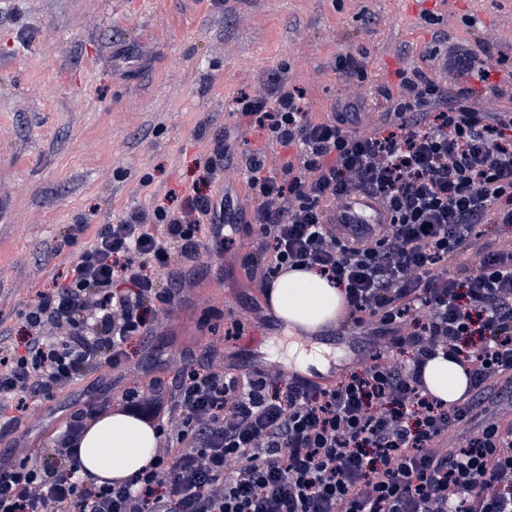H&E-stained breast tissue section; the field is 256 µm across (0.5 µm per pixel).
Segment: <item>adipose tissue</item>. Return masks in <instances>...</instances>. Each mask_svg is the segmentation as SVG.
<instances>
[{
  "label": "adipose tissue",
  "instance_id": "obj_1",
  "mask_svg": "<svg viewBox=\"0 0 512 512\" xmlns=\"http://www.w3.org/2000/svg\"><path fill=\"white\" fill-rule=\"evenodd\" d=\"M268 305L291 336H313L334 328L344 311V294L315 271H291L273 280ZM424 382L435 397L452 402L467 388L455 360L437 355L424 369ZM158 438L153 427L113 409L93 422L78 444V473L102 479H128L147 467Z\"/></svg>",
  "mask_w": 512,
  "mask_h": 512
}]
</instances>
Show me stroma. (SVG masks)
Masks as SVG:
<instances>
[{
  "mask_svg": "<svg viewBox=\"0 0 512 512\" xmlns=\"http://www.w3.org/2000/svg\"><path fill=\"white\" fill-rule=\"evenodd\" d=\"M439 15L427 24L425 13ZM491 46L512 75V0H0V331L20 332L38 290L66 273L105 225L148 209L198 179L200 162L228 151L210 192L229 194L234 243L224 255L165 271L186 281L183 298L158 310L149 342L132 341L126 368L75 383L15 428L0 430V456L47 447L64 420L100 393L170 382L184 359L226 347L237 366L254 359L295 370L279 346L284 329L253 277L255 236L246 224L252 190L242 156L285 150L241 124L234 100L275 76L302 89L313 117L363 91L336 59L364 53L368 85L393 88L400 68L420 67L456 87L425 58ZM238 331L225 341L226 332ZM330 348L328 382L364 351L352 331L318 338Z\"/></svg>",
  "mask_w": 512,
  "mask_h": 512,
  "instance_id": "1",
  "label": "stroma"
}]
</instances>
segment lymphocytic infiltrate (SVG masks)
Returning <instances> with one entry per match:
<instances>
[{
  "mask_svg": "<svg viewBox=\"0 0 512 512\" xmlns=\"http://www.w3.org/2000/svg\"><path fill=\"white\" fill-rule=\"evenodd\" d=\"M446 67L460 82L453 94L424 69L398 70L380 128L350 129L346 111L312 119L303 90L281 77L235 100L288 151L272 173L264 152L244 155L261 284L285 269L335 281L369 339L357 371L321 387L264 363L233 372L208 347L175 384L134 386L116 402L158 433L139 475L79 481L76 444L115 404L93 400L39 460H0V512H512V423L495 409L512 401V86L493 83L496 64L473 52ZM473 79L505 107L473 108ZM359 193L384 202L388 223L328 222ZM225 211L193 185L102 229L27 307L23 340L0 338L10 423L84 371L122 368L131 341L153 334L152 306L176 294L160 274L229 249ZM487 224L508 243L477 247ZM441 350L468 377L451 404L422 379Z\"/></svg>",
  "mask_w": 512,
  "mask_h": 512,
  "instance_id": "f902f5d3",
  "label": "lymphocytic infiltrate"
}]
</instances>
